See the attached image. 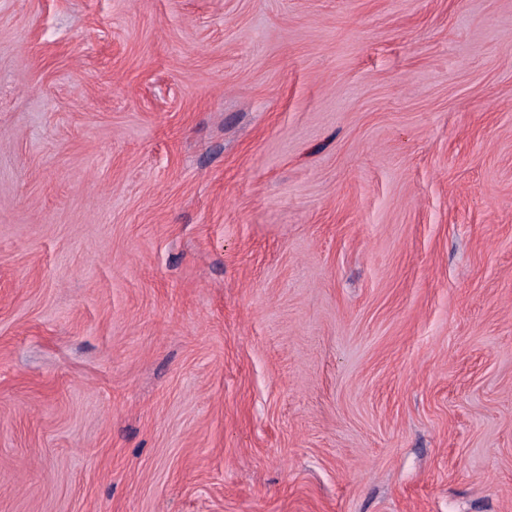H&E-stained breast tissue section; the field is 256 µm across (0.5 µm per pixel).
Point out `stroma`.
Listing matches in <instances>:
<instances>
[{"mask_svg":"<svg viewBox=\"0 0 512 512\" xmlns=\"http://www.w3.org/2000/svg\"><path fill=\"white\" fill-rule=\"evenodd\" d=\"M0 512H512V0H0Z\"/></svg>","mask_w":512,"mask_h":512,"instance_id":"obj_1","label":"stroma"}]
</instances>
